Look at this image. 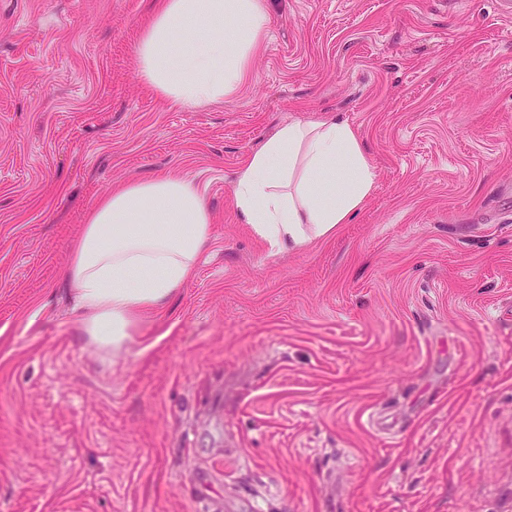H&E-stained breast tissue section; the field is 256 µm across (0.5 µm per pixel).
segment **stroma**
I'll use <instances>...</instances> for the list:
<instances>
[{
	"instance_id": "35a3bbf8",
	"label": "stroma",
	"mask_w": 512,
	"mask_h": 512,
	"mask_svg": "<svg viewBox=\"0 0 512 512\" xmlns=\"http://www.w3.org/2000/svg\"><path fill=\"white\" fill-rule=\"evenodd\" d=\"M160 0H0V512H512V18L496 0H267L233 95L138 75ZM374 187L273 251L233 206L291 121ZM175 173L209 243L126 352L65 271L113 186Z\"/></svg>"
}]
</instances>
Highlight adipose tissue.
I'll use <instances>...</instances> for the list:
<instances>
[{
	"label": "adipose tissue",
	"mask_w": 512,
	"mask_h": 512,
	"mask_svg": "<svg viewBox=\"0 0 512 512\" xmlns=\"http://www.w3.org/2000/svg\"><path fill=\"white\" fill-rule=\"evenodd\" d=\"M269 24L265 0H163L137 45L139 75L177 104L233 94ZM374 181L349 124L293 121L242 160L234 205L273 248H301L349 223ZM209 227L203 196L178 176L135 180L98 199L66 272L82 339L107 354L125 350L143 318L193 277Z\"/></svg>",
	"instance_id": "adipose-tissue-1"
}]
</instances>
